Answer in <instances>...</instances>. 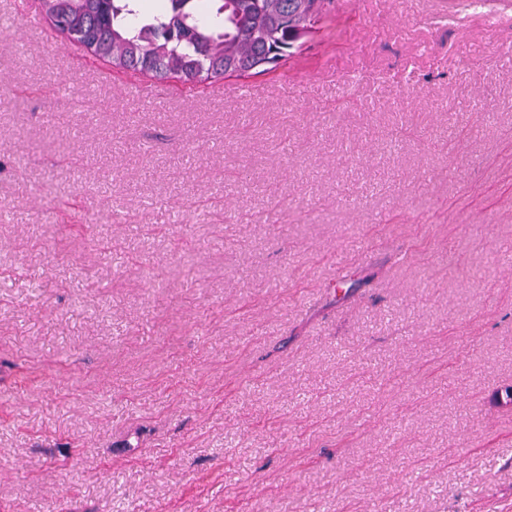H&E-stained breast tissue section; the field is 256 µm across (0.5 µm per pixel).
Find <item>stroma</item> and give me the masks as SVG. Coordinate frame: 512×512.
<instances>
[{"label":"stroma","mask_w":512,"mask_h":512,"mask_svg":"<svg viewBox=\"0 0 512 512\" xmlns=\"http://www.w3.org/2000/svg\"><path fill=\"white\" fill-rule=\"evenodd\" d=\"M335 8L138 97L0 0V512H512V0Z\"/></svg>","instance_id":"obj_1"}]
</instances>
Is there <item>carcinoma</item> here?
<instances>
[{"mask_svg": "<svg viewBox=\"0 0 512 512\" xmlns=\"http://www.w3.org/2000/svg\"><path fill=\"white\" fill-rule=\"evenodd\" d=\"M41 0L44 18L114 71L194 89L287 67L301 41L330 29L334 0Z\"/></svg>", "mask_w": 512, "mask_h": 512, "instance_id": "1", "label": "carcinoma"}]
</instances>
